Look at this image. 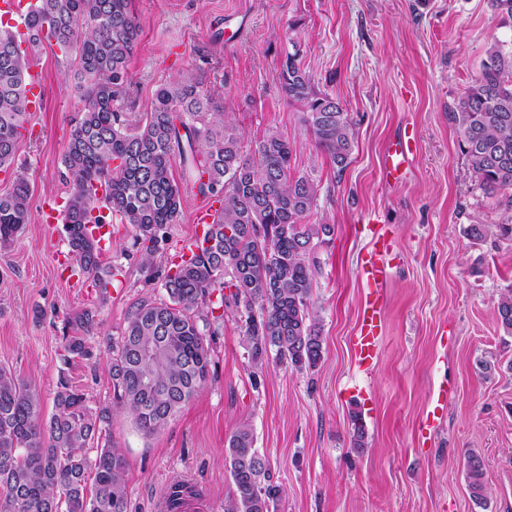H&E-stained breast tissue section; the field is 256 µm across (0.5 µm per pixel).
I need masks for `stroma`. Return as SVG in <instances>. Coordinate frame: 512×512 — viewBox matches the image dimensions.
Instances as JSON below:
<instances>
[{
    "label": "stroma",
    "instance_id": "stroma-1",
    "mask_svg": "<svg viewBox=\"0 0 512 512\" xmlns=\"http://www.w3.org/2000/svg\"><path fill=\"white\" fill-rule=\"evenodd\" d=\"M135 14L128 111H147L156 86L178 71L201 69L244 146L271 131L288 138L292 173L319 185L309 223L335 231L314 253L311 307L323 342L315 369L274 360L255 367L228 314L204 326L208 380L168 426L147 435L113 408L106 438L127 462L126 512H151L175 480L227 512L233 485L224 450L243 422L284 489L278 512H512V336L494 312L512 292V239L499 231L512 203L480 185L456 121L490 45H512V15L491 0H135ZM289 52L352 123L344 171L316 149L282 90ZM36 59L45 103L17 149L33 186L29 222L0 247V367L36 389L47 419L63 380L83 390L90 409L111 406L113 343L134 306L165 298L167 262L205 228L192 221L198 199L188 193L162 231L153 269L143 266L134 229L116 220L107 258L121 273L107 292L80 270L64 273L65 234L61 224L43 223L41 211L66 196L62 156L81 101L56 46L41 47ZM408 125L418 137L411 173L386 185L383 153ZM371 217L396 258L382 291L378 357L366 372L352 339L369 293L359 266ZM474 224L486 225L484 238L471 236ZM87 310L98 328L86 360L68 355L63 336L68 318ZM442 392L435 427L421 431ZM358 421L360 448L352 443ZM472 451L485 463L480 505L467 487Z\"/></svg>",
    "mask_w": 512,
    "mask_h": 512
}]
</instances>
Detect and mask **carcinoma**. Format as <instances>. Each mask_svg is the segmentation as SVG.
<instances>
[{"label": "carcinoma", "mask_w": 512, "mask_h": 512, "mask_svg": "<svg viewBox=\"0 0 512 512\" xmlns=\"http://www.w3.org/2000/svg\"><path fill=\"white\" fill-rule=\"evenodd\" d=\"M32 46L47 42L73 58L75 88L83 106L70 115L63 154L67 197L62 221L69 254L99 287L114 268L103 262L90 224L118 219L136 230L143 266L154 267L158 234L175 223L187 191L220 202L216 222L187 247L190 256L168 263L167 300L143 301L131 311L112 350L113 404L146 434L165 428L208 379L210 352L198 325L213 288L229 290L221 307L243 323L255 366L269 359L302 371L317 367L322 336L312 318L317 268L312 254L333 224H306L319 185L291 173L293 147L277 132L244 151L241 135L218 112L200 72L186 69L154 91L150 110L126 112L128 62L139 25L133 0H36L28 20ZM28 60L13 34L0 25V169L11 168V189L0 195V245L28 223L32 186L15 165L20 129L28 122L24 79ZM282 89L303 109L313 142L342 172L353 132L342 106L315 89L314 80L288 54ZM457 123L465 154L482 187L512 193V51L494 42L479 76L460 98ZM182 165L184 182L172 174ZM106 184L104 198L96 187ZM496 319L512 335V293L500 297ZM67 353L89 355L97 327L84 311L68 319ZM55 412L44 421L31 385L0 367V512H125L126 461L110 444L91 458L87 449L110 424L112 410H87L85 393L61 382ZM225 459L233 484V512H277L282 487L255 448L252 427L239 425ZM94 475L93 492L87 491ZM471 497L485 499V466L467 458Z\"/></svg>", "instance_id": "obj_1"}]
</instances>
